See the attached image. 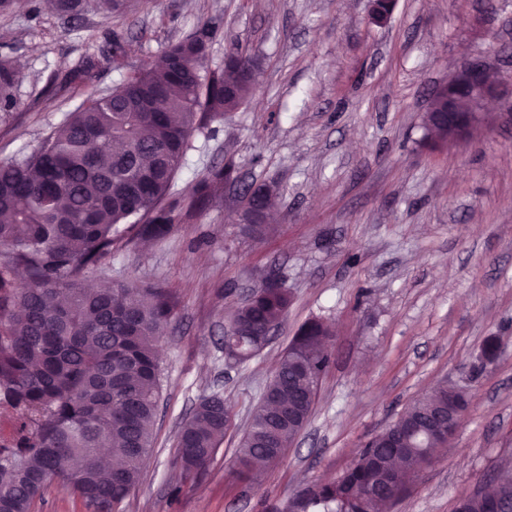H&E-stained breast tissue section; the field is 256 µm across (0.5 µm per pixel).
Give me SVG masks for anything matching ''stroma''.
Segmentation results:
<instances>
[{
    "label": "stroma",
    "instance_id": "35a3bbf8",
    "mask_svg": "<svg viewBox=\"0 0 512 512\" xmlns=\"http://www.w3.org/2000/svg\"><path fill=\"white\" fill-rule=\"evenodd\" d=\"M80 28L45 0L0 15V53L15 61L17 108L0 121V161L17 157L64 117L65 73L94 54L98 94L129 65L221 22L204 63L230 49L253 58L255 88L237 110L197 132L173 186L165 237L113 253L110 279L137 270L169 288L176 310L162 361L155 448L123 512H279L314 480L339 477L415 399L450 380L469 405L448 448L388 512H453L460 495L512 461V0H397L376 24L370 0H129ZM482 57L503 95L468 142L424 147L435 87ZM228 167L233 185L195 207L198 184ZM277 188L268 233L237 218L245 184ZM277 270L292 301L273 340L236 368L224 362V317ZM334 329L333 364L312 414L283 460L256 481L235 452L283 350L307 319ZM500 352L481 358L486 338ZM218 393L231 425L198 478L174 467L176 434L201 396Z\"/></svg>",
    "mask_w": 512,
    "mask_h": 512
}]
</instances>
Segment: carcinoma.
Wrapping results in <instances>:
<instances>
[{
    "instance_id": "obj_1",
    "label": "carcinoma",
    "mask_w": 512,
    "mask_h": 512,
    "mask_svg": "<svg viewBox=\"0 0 512 512\" xmlns=\"http://www.w3.org/2000/svg\"><path fill=\"white\" fill-rule=\"evenodd\" d=\"M52 11L80 22L86 0H49ZM220 30L211 21L171 44L159 62L128 70L107 94L84 91L95 58L67 72L65 87L82 102L21 157L0 163V410L12 433L0 441V512H32L51 482L92 512H117L138 484L152 451L162 389L160 348L174 316L171 292L131 276L104 290L86 288L107 272L118 248L163 236L173 221L170 191L194 134L238 109L253 91L251 57L235 49L224 67L201 70L197 55ZM18 73L0 54V119L16 109ZM230 169L199 184L202 206ZM274 186L244 187L241 210L267 207ZM268 282L230 309L224 352L240 364L256 354L248 331L278 329L291 302ZM332 333L322 318L305 321L236 449L235 464L253 478L278 464L304 429L332 363ZM468 405L467 391L446 380L403 412L401 452L391 432L374 435L343 474L298 492V512H367L405 494L448 447L436 435L448 397ZM219 394L202 396L180 427L173 465L190 478L204 472L229 427ZM110 443L112 464L98 454ZM512 512V465L465 494L464 512H486L490 499Z\"/></svg>"
}]
</instances>
